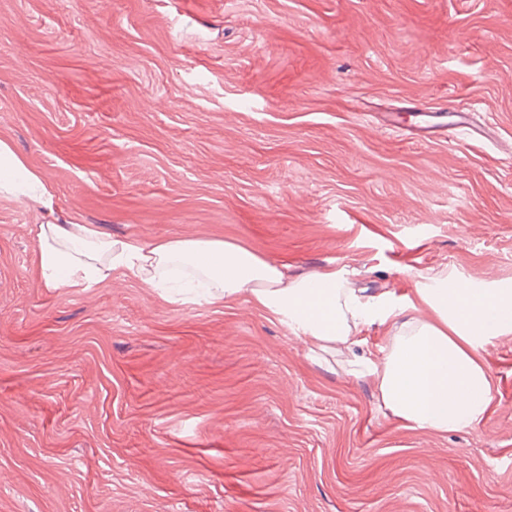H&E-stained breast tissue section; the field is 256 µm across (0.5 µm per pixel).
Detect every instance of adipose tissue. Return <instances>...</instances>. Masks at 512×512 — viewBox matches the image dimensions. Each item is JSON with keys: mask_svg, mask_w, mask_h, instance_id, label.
<instances>
[{"mask_svg": "<svg viewBox=\"0 0 512 512\" xmlns=\"http://www.w3.org/2000/svg\"><path fill=\"white\" fill-rule=\"evenodd\" d=\"M0 198L31 205L37 216L35 266L43 287L89 289L118 275L167 291L173 272L188 267L203 278L202 291L182 302L246 298L268 312L309 351L342 352L383 308L364 302L342 272L301 276L231 241L173 237L115 238L90 224L58 222L57 196L12 144L0 139ZM418 304L381 361L370 362L384 408L405 427L445 433L483 421L493 401L481 352L512 335V287H470L453 275L418 283Z\"/></svg>", "mask_w": 512, "mask_h": 512, "instance_id": "ef3b65f1", "label": "adipose tissue"}]
</instances>
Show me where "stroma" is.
<instances>
[{"mask_svg":"<svg viewBox=\"0 0 512 512\" xmlns=\"http://www.w3.org/2000/svg\"><path fill=\"white\" fill-rule=\"evenodd\" d=\"M470 112L488 138L416 128ZM0 138L61 213L224 239L400 307L512 279V0H0ZM0 199V512H512V335L479 424L410 429L247 299L43 287Z\"/></svg>","mask_w":512,"mask_h":512,"instance_id":"35a3bbf8","label":"stroma"}]
</instances>
